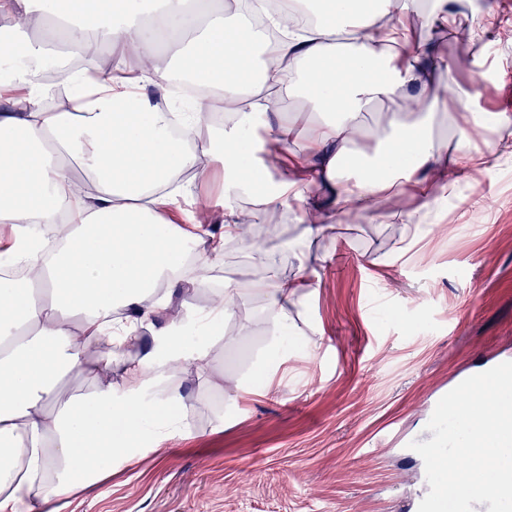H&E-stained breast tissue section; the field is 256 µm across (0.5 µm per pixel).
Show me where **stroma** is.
<instances>
[{
  "instance_id": "obj_1",
  "label": "stroma",
  "mask_w": 512,
  "mask_h": 512,
  "mask_svg": "<svg viewBox=\"0 0 512 512\" xmlns=\"http://www.w3.org/2000/svg\"><path fill=\"white\" fill-rule=\"evenodd\" d=\"M470 46L439 54L473 109L512 106V0H469ZM160 223L194 221L200 207L223 213L224 172L189 180ZM421 203L420 186L386 194L377 212H337L332 236L267 239L283 276L313 288L289 306L300 335L274 393L231 398L224 383L251 385L277 320L251 302L224 323L210 377L179 382L186 427L160 450L143 440L132 460L95 463L94 483L58 502L59 512H411L422 465L407 444L430 440L426 425L442 393L489 363L512 359V155L467 171L435 195L411 226L398 214ZM399 442L364 454L385 428Z\"/></svg>"
}]
</instances>
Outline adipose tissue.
Wrapping results in <instances>:
<instances>
[{
    "label": "adipose tissue",
    "instance_id": "1",
    "mask_svg": "<svg viewBox=\"0 0 512 512\" xmlns=\"http://www.w3.org/2000/svg\"><path fill=\"white\" fill-rule=\"evenodd\" d=\"M22 2V24L49 10L69 45L109 42L129 74L99 72L71 111L46 112L38 106L45 90L36 67L13 77L23 102L0 109V224L11 230L0 266L39 269L42 283L36 290L0 278V512H42L70 494L93 459L124 460L144 435L162 440L180 430L176 373L186 363L209 372L224 320L242 300L270 311L291 333L288 305L311 282L282 276L265 247L247 246L250 257L266 262L261 278L216 284L225 243L245 238L234 210L225 211L218 237H206L198 224L160 230L155 195L164 189L177 201V171L203 180L223 169L230 198L269 177L263 142L288 145L302 130L307 151L322 160L311 180L323 185L327 203L372 210L384 193L421 183L433 170L454 186L473 160L470 131L485 126L472 111V93L455 80L431 93L423 79L424 70L440 68L434 31L452 25L454 0H431L430 20L418 30L409 19L419 0H318L317 20L303 28L269 16L268 0H248L244 10L224 5L200 27L188 0H98L102 21L82 26L75 19L86 0ZM147 9L162 27L142 22ZM253 14L268 16L281 33L258 78L253 63L263 36L251 26ZM192 26L197 32L178 65L213 87L214 97L183 113L174 139L169 113L144 88L168 93L154 46ZM290 94L304 104L287 114L282 103ZM214 102L246 108L220 138H200L201 114ZM378 104L389 113L378 156L348 162L353 145L369 135L363 115ZM445 110L456 140L449 156L433 136ZM185 142L192 150H182ZM70 157L93 176L94 205L70 182ZM205 237L208 251L187 256L186 245ZM187 283L212 289V304L186 312L140 351L138 325L163 318L173 292ZM134 348L139 356L128 359ZM69 373L91 377L95 391L62 396L59 381Z\"/></svg>",
    "mask_w": 512,
    "mask_h": 512
}]
</instances>
